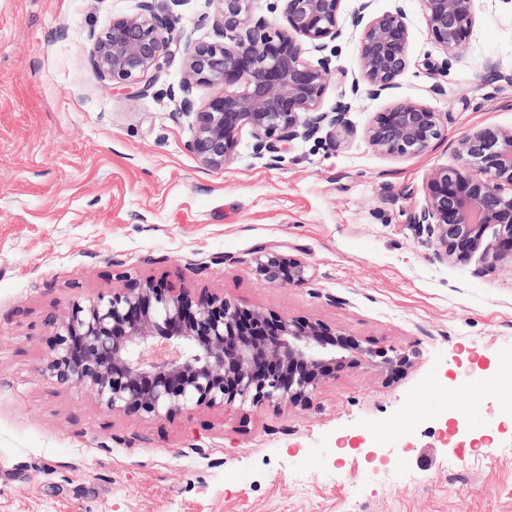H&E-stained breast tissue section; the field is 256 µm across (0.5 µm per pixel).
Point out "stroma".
Listing matches in <instances>:
<instances>
[{"label":"stroma","instance_id":"1","mask_svg":"<svg viewBox=\"0 0 512 512\" xmlns=\"http://www.w3.org/2000/svg\"><path fill=\"white\" fill-rule=\"evenodd\" d=\"M360 2L342 0L331 56L351 75ZM140 5L0 0V512H512V422L484 387L512 370V265L437 262L410 222L455 140L512 128V84L486 79L488 62L512 68V0H475L446 69L421 0H370L371 16L405 12L409 64L393 89L353 101L356 135L297 139L275 160L246 138L218 171L187 148L182 54L160 59L145 90L91 68L90 32ZM213 12L185 0L173 24L211 42ZM407 99L451 113L445 138L419 156L378 154L362 129ZM265 244L304 259L308 282L253 274ZM125 274L321 320L413 364L337 372L305 410L113 412L44 365L49 317ZM461 368L471 393L455 386ZM442 407L468 430L447 428Z\"/></svg>","mask_w":512,"mask_h":512}]
</instances>
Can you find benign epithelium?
<instances>
[{"instance_id":"1","label":"benign epithelium","mask_w":512,"mask_h":512,"mask_svg":"<svg viewBox=\"0 0 512 512\" xmlns=\"http://www.w3.org/2000/svg\"><path fill=\"white\" fill-rule=\"evenodd\" d=\"M215 5L217 40L181 42L154 0L141 13L112 19L92 35L90 64L102 81L148 88L158 62L180 50L185 77L179 114L192 118L188 150L207 168L231 164L243 137L262 156L296 139L319 134L332 141L356 133L351 103L341 92L324 111L321 100L333 75L331 59L306 60L305 46L323 51L341 36L342 0H283V24L269 26L254 13V0H207ZM429 35L449 59L475 24L474 0H422ZM369 3L353 18L359 40L360 86L378 97L393 88L408 65L409 28L399 11L364 20ZM197 103L201 85L233 86ZM450 115L416 100L393 104L363 129L367 144L389 157L433 149ZM455 164L431 170L423 182L424 205L411 223L426 231L434 259L465 261L481 252L487 268L512 263V128L485 127L456 142ZM494 240L485 244L488 229ZM252 271L269 283L303 285L308 265L273 247L254 251ZM53 342L46 371L59 385L80 384L107 409L162 418L197 407L271 403L309 406L317 386L338 369L373 366L390 374L411 366L409 353L393 354L349 343L321 321L290 319L272 311H244L217 295L193 299L185 288L150 280L128 281L86 304H73L60 322L50 321Z\"/></svg>"}]
</instances>
